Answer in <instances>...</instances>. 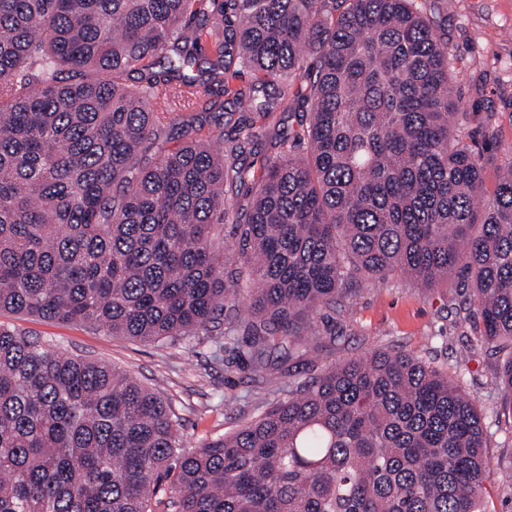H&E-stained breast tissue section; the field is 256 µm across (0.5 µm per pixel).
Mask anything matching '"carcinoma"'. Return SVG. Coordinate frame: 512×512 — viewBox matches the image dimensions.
Returning <instances> with one entry per match:
<instances>
[{"label":"carcinoma","instance_id":"1","mask_svg":"<svg viewBox=\"0 0 512 512\" xmlns=\"http://www.w3.org/2000/svg\"><path fill=\"white\" fill-rule=\"evenodd\" d=\"M284 85L311 151L283 135L260 175L238 168L230 270L224 156ZM226 96L244 141L166 146ZM462 116L415 0H0V311L154 343L222 326L267 386L353 282L460 272L512 404V159L481 202ZM178 429L134 376L0 328V512H152L164 482L178 512H487L478 410L410 353L333 365L191 452Z\"/></svg>","mask_w":512,"mask_h":512}]
</instances>
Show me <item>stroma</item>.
I'll list each match as a JSON object with an SVG mask.
<instances>
[{
	"instance_id": "35a3bbf8",
	"label": "stroma",
	"mask_w": 512,
	"mask_h": 512,
	"mask_svg": "<svg viewBox=\"0 0 512 512\" xmlns=\"http://www.w3.org/2000/svg\"><path fill=\"white\" fill-rule=\"evenodd\" d=\"M419 10L448 39L454 94L465 112L462 138L485 159L484 193L492 195L500 166L512 157V0H417ZM264 138L246 152L245 163L260 171L273 153L267 138L295 134V115H257ZM460 276L447 287L417 288L400 275L358 283L351 296L314 315L317 347L299 378H279V391L258 387L242 353L217 350L208 338L140 343L103 328L62 323L7 311L0 326L40 338L72 357L102 360L159 388L180 418L184 449L232 434L286 398L296 380H308L332 365L375 351H403L453 373L475 403L488 434L490 470L485 481L488 512H512V487L498 469L512 464V406L495 385L492 346L474 347L479 329L468 289Z\"/></svg>"
}]
</instances>
